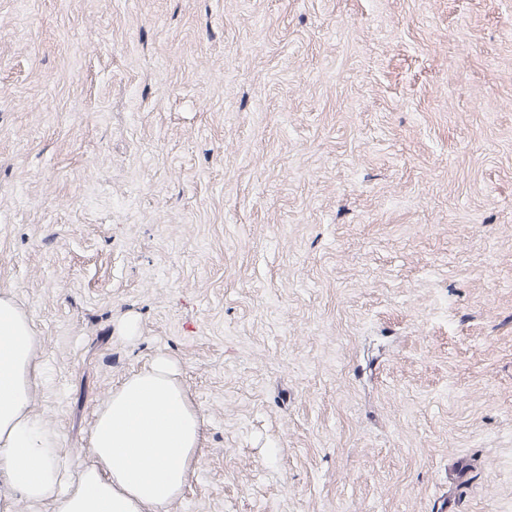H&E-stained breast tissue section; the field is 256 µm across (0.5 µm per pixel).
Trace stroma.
Returning a JSON list of instances; mask_svg holds the SVG:
<instances>
[{
	"label": "stroma",
	"instance_id": "obj_1",
	"mask_svg": "<svg viewBox=\"0 0 512 512\" xmlns=\"http://www.w3.org/2000/svg\"><path fill=\"white\" fill-rule=\"evenodd\" d=\"M2 292L73 464L175 365L168 512H512V0H0Z\"/></svg>",
	"mask_w": 512,
	"mask_h": 512
}]
</instances>
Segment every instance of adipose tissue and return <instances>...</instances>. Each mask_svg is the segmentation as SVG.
<instances>
[{"mask_svg": "<svg viewBox=\"0 0 512 512\" xmlns=\"http://www.w3.org/2000/svg\"><path fill=\"white\" fill-rule=\"evenodd\" d=\"M39 338L15 299L0 294V476L13 498L48 512H166L200 459L203 420L171 364L113 387L95 414L88 461L71 471L31 409L41 383Z\"/></svg>", "mask_w": 512, "mask_h": 512, "instance_id": "obj_1", "label": "adipose tissue"}]
</instances>
